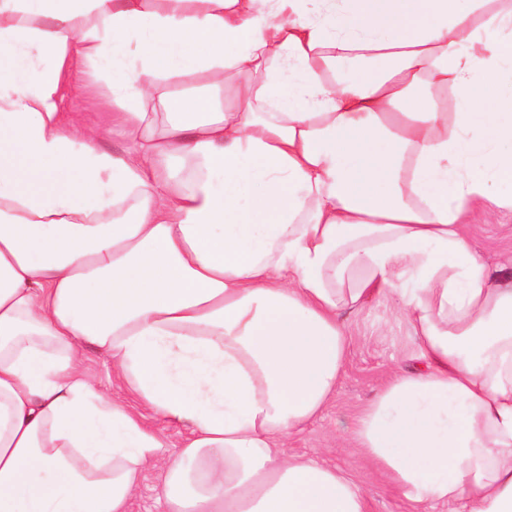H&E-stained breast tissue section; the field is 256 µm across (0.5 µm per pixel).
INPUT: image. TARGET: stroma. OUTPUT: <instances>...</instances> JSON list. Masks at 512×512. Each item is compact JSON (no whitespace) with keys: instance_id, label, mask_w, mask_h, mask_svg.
Returning <instances> with one entry per match:
<instances>
[{"instance_id":"stroma-1","label":"stroma","mask_w":512,"mask_h":512,"mask_svg":"<svg viewBox=\"0 0 512 512\" xmlns=\"http://www.w3.org/2000/svg\"><path fill=\"white\" fill-rule=\"evenodd\" d=\"M72 93L62 104L79 121H96L98 99L110 90L94 69L77 63L67 75ZM465 232L493 271L512 267V210L475 205ZM351 342L336 393L321 416L289 437L284 452L313 454L344 470L366 496L370 512H411L400 493L378 475L371 461L356 448L349 430L375 393L400 368L416 365L418 343L401 316L395 297L375 300L348 318ZM84 371L106 396L138 410L144 424L161 432L170 448L181 446L187 431L141 407L124 381L113 371L107 354L92 348L81 353Z\"/></svg>"}]
</instances>
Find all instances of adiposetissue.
Wrapping results in <instances>:
<instances>
[{
  "instance_id": "1",
  "label": "adipose tissue",
  "mask_w": 512,
  "mask_h": 512,
  "mask_svg": "<svg viewBox=\"0 0 512 512\" xmlns=\"http://www.w3.org/2000/svg\"><path fill=\"white\" fill-rule=\"evenodd\" d=\"M112 88L58 108L66 66ZM512 0H0V512H369L289 457L349 313L397 294L420 366L356 420L412 504L512 512V274L464 228L512 208ZM228 84L142 104L162 75ZM92 345L169 450L81 369ZM72 86V93L63 102L62 112H73L72 115L79 121L90 123L98 119L94 112H102L96 102L98 99L110 97L107 84L98 76L94 69L83 62L75 64L67 75ZM92 90V95L86 91ZM159 486V467L146 468L140 479L139 487L131 501L130 512H156V496Z\"/></svg>"
}]
</instances>
